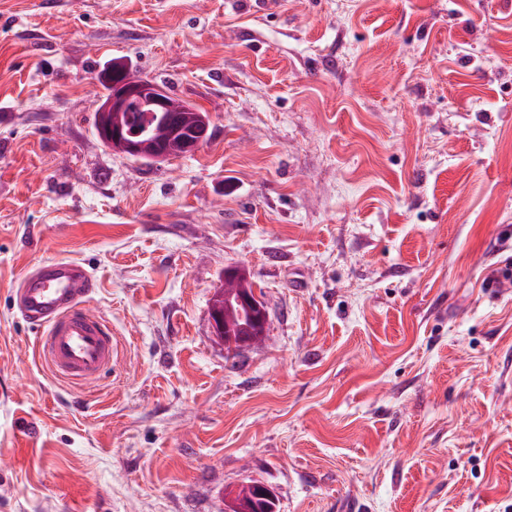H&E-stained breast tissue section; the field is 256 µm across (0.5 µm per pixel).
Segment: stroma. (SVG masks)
Here are the masks:
<instances>
[{"label":"stroma","mask_w":512,"mask_h":512,"mask_svg":"<svg viewBox=\"0 0 512 512\" xmlns=\"http://www.w3.org/2000/svg\"><path fill=\"white\" fill-rule=\"evenodd\" d=\"M121 62L207 112L146 163ZM83 261L78 384L15 287ZM240 268L262 343L210 306ZM512 0H0V512H512ZM126 70L120 64L112 68L108 79L112 90L105 99L100 101L99 114L104 117L101 126L102 137L110 143L113 151L130 156L138 153L139 145L136 138L139 133L136 131L124 132L121 129L112 130V123L108 120V116L112 117V112H131L144 107H149L146 112H166L167 100L165 97L168 93L163 88L164 86L158 85L154 80L133 73L142 80L156 83L152 86L153 91L147 95V91L139 84H129L123 79ZM208 120L203 119L199 128L189 133L175 132L176 139L172 144L160 146L153 155L148 157L153 162H164L175 156L194 153L199 150L206 142L208 133ZM238 302L249 310L251 318L256 325L266 326L269 317L268 312L264 302L256 294L254 288H240Z\"/></svg>","instance_id":"stroma-1"}]
</instances>
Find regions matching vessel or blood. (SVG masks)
Segmentation results:
<instances>
[{
  "mask_svg": "<svg viewBox=\"0 0 512 512\" xmlns=\"http://www.w3.org/2000/svg\"><path fill=\"white\" fill-rule=\"evenodd\" d=\"M97 286L85 264L55 258L27 273L17 290L22 315L40 330L41 358L83 382L97 379L112 361V332L84 305Z\"/></svg>",
  "mask_w": 512,
  "mask_h": 512,
  "instance_id": "vessel-or-blood-1",
  "label": "vessel or blood"
}]
</instances>
